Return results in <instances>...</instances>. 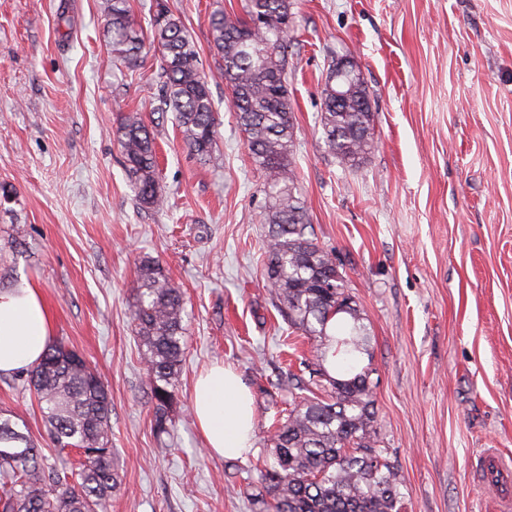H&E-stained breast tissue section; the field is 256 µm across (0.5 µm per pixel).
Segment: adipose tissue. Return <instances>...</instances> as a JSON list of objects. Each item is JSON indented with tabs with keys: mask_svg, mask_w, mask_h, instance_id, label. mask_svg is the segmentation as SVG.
<instances>
[{
	"mask_svg": "<svg viewBox=\"0 0 512 512\" xmlns=\"http://www.w3.org/2000/svg\"><path fill=\"white\" fill-rule=\"evenodd\" d=\"M51 334L50 318L36 288L0 291V373L37 363ZM191 410L211 453L238 458L251 448L253 398L232 369L216 364L202 373L193 388Z\"/></svg>",
	"mask_w": 512,
	"mask_h": 512,
	"instance_id": "1",
	"label": "adipose tissue"
}]
</instances>
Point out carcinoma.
<instances>
[{"label": "carcinoma", "instance_id": "cac0c4a2", "mask_svg": "<svg viewBox=\"0 0 512 512\" xmlns=\"http://www.w3.org/2000/svg\"><path fill=\"white\" fill-rule=\"evenodd\" d=\"M294 8L295 0H242L243 14L219 9L210 16L212 48L222 58L237 122L263 176L264 276L288 327L318 342L315 362H300L309 378L290 374L293 408L273 425V462L257 477L265 491L263 512H407L398 471L378 444L371 370L334 377L324 366L330 355L352 360L366 353L369 335L297 192L287 82ZM101 15L112 62L135 70L146 35L129 0H102ZM151 37L162 54L155 112L175 113L187 151L207 162L216 147L217 117L198 49L161 2ZM334 73L331 67L325 77L320 123L329 151L356 166L374 148L373 115L365 82L348 75L337 80ZM113 137L138 204L161 207L155 138L142 114L121 115ZM136 273L133 321L154 428L164 434L184 351V303L159 261L141 260ZM28 380L43 404L54 447L60 453L77 448L83 460L75 473L45 470L30 436L0 418V512H105L118 483L108 437L112 404L101 375L60 341L31 366Z\"/></svg>", "mask_w": 512, "mask_h": 512}]
</instances>
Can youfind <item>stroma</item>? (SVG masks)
<instances>
[{
	"label": "stroma",
	"mask_w": 512,
	"mask_h": 512,
	"mask_svg": "<svg viewBox=\"0 0 512 512\" xmlns=\"http://www.w3.org/2000/svg\"><path fill=\"white\" fill-rule=\"evenodd\" d=\"M195 43L217 108L210 163L173 114L155 128L166 203L145 209L112 136L153 120L161 52L123 73L100 0H0V290L38 288L52 338L101 373L121 491L109 512H260L244 480L263 468L288 373L316 355L289 335L262 275L263 179L211 47L209 16L241 0H165ZM288 52L297 190L370 334L375 427L408 512H500L482 482L490 448L512 458V0H297ZM359 67L375 146L357 167L324 142L331 65ZM158 260L185 302V353L169 433L157 435L134 332L136 265ZM215 363L252 393L253 446L207 452L190 410ZM0 415L56 462L21 371L0 374Z\"/></svg>",
	"instance_id": "35a3bbf8"
}]
</instances>
